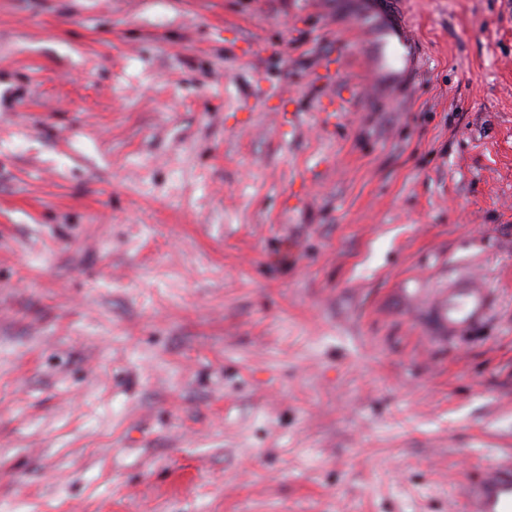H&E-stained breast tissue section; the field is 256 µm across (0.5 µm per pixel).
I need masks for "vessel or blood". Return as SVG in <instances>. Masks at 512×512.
I'll list each match as a JSON object with an SVG mask.
<instances>
[{
	"label": "vessel or blood",
	"instance_id": "obj_1",
	"mask_svg": "<svg viewBox=\"0 0 512 512\" xmlns=\"http://www.w3.org/2000/svg\"><path fill=\"white\" fill-rule=\"evenodd\" d=\"M364 35L366 71L380 86H391L411 74L417 58V42L406 0H361L356 11ZM463 301L442 303L441 314L449 327L458 328L480 313L485 292L465 284ZM463 512H512V457L501 459L493 470L468 486Z\"/></svg>",
	"mask_w": 512,
	"mask_h": 512
}]
</instances>
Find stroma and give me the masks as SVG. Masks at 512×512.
I'll use <instances>...</instances> for the list:
<instances>
[{
    "label": "stroma",
    "mask_w": 512,
    "mask_h": 512,
    "mask_svg": "<svg viewBox=\"0 0 512 512\" xmlns=\"http://www.w3.org/2000/svg\"><path fill=\"white\" fill-rule=\"evenodd\" d=\"M408 10L377 99L348 0H0V512H450L512 454V0ZM457 294H462L465 300L461 302L452 301V297ZM484 299V289L474 283H466L455 288H449L448 303L445 301L441 304V314L444 320L448 322V326L456 329L465 323L470 316L479 314L482 311Z\"/></svg>",
    "instance_id": "obj_1"
}]
</instances>
